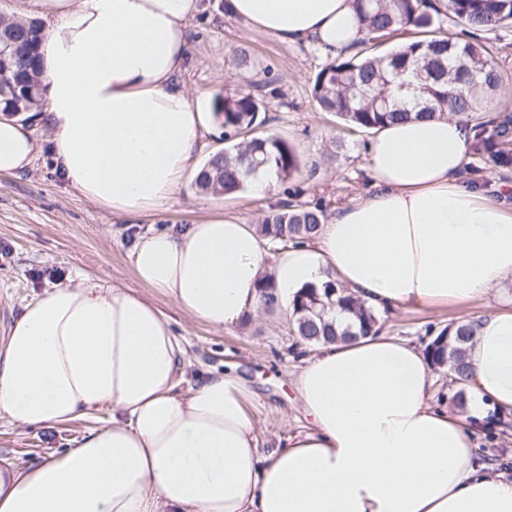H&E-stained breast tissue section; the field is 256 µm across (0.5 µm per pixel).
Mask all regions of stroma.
Masks as SVG:
<instances>
[{"label":"stroma","instance_id":"35a3bbf8","mask_svg":"<svg viewBox=\"0 0 512 512\" xmlns=\"http://www.w3.org/2000/svg\"><path fill=\"white\" fill-rule=\"evenodd\" d=\"M219 0H201L192 26L190 59L179 81L192 101L211 107L217 96L249 91L262 84L270 122L266 132L288 140L304 166L318 162L315 177L295 174L257 195L249 189L224 195L201 193L194 174H187L174 196L156 210L125 217L86 198L58 173L50 152V135L36 128L41 150L18 174H0V323L19 310L24 297L60 281L85 279L131 289L152 298L164 312L185 350V378L205 370L236 366L259 396V439L273 446L279 435L295 432L305 419L293 378L310 350L290 331L287 312L262 313L234 329H215L196 321L173 302L139 281L130 259L134 239L147 231L195 224L227 215L257 223L271 205L281 201L288 186H301L306 200L321 202L328 214L362 200L369 188L365 145L370 136L344 129L338 119L320 111L312 98L316 73L327 63L305 44L285 45L239 22L225 19ZM246 50L249 70L237 65V50ZM347 148L335 162L322 154L333 137ZM484 303H464L445 309L385 310L378 319L385 333L423 347L452 322L474 320ZM106 409L54 427H20L0 418V461L26 468L55 451L76 447L90 428L109 419ZM477 458L493 472L512 474V419L503 418L480 433Z\"/></svg>","mask_w":512,"mask_h":512}]
</instances>
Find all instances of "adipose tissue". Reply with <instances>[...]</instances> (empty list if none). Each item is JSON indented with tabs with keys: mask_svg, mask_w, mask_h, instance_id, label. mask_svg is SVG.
<instances>
[{
	"mask_svg": "<svg viewBox=\"0 0 512 512\" xmlns=\"http://www.w3.org/2000/svg\"><path fill=\"white\" fill-rule=\"evenodd\" d=\"M21 9L47 25L39 119L62 178L117 215L169 200L217 119L177 80L199 0ZM224 15L331 60L362 37L353 0H224ZM474 137L447 115L387 124L368 146L371 192L311 244L274 252L227 216L140 235L135 273L215 328L256 316L265 277L285 311L330 280L375 312L488 300L512 282V212L461 182ZM37 150L29 120L0 117V174ZM465 359L458 412L435 405L434 367L415 344L378 333L319 345L294 382L307 423L267 449L248 381L228 369L185 383L184 348L152 300L58 282L0 331V417L112 415L37 466H0V512H512V478L475 454L489 411L512 416V309L481 316Z\"/></svg>",
	"mask_w": 512,
	"mask_h": 512,
	"instance_id": "ef3b65f1",
	"label": "adipose tissue"
}]
</instances>
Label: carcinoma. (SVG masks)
I'll return each instance as SVG.
<instances>
[{"label": "carcinoma", "mask_w": 512, "mask_h": 512, "mask_svg": "<svg viewBox=\"0 0 512 512\" xmlns=\"http://www.w3.org/2000/svg\"><path fill=\"white\" fill-rule=\"evenodd\" d=\"M363 33L358 52L327 63L314 77L311 93L323 112L336 115L348 128L373 131L411 115L457 116L476 131L472 154L489 158L501 167H512V113L509 103H497L502 115L487 119L504 74L475 38L512 23V0H355ZM462 27L460 36L442 31L444 14ZM411 31L408 41L387 50L382 46L395 36ZM43 40L39 21L0 18V46L11 45L14 65L0 75V83H13L18 94L0 95V112L24 115L38 103L43 77L37 58ZM222 114L224 149L203 165L197 185L203 193L232 194L240 191L261 168L275 170L286 182L302 169L295 148L277 135L256 130L266 124V104L252 93L229 92L214 100ZM296 188L290 198L263 215L260 234L277 249L312 240L326 221L318 202L301 199ZM353 316L345 327L334 326V310ZM292 331L307 344L331 343L377 331L378 318L345 289L333 282L304 289L293 300ZM473 328L457 322L426 345L427 358L435 365L451 364L460 378L468 372L464 346Z\"/></svg>", "instance_id": "cac0c4a2"}]
</instances>
